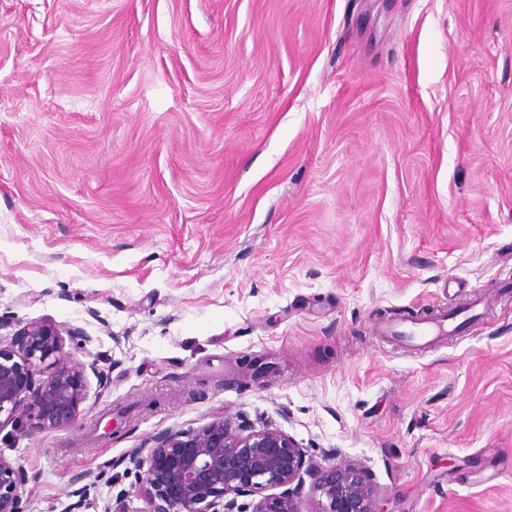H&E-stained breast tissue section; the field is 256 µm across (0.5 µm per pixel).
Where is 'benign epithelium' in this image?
Segmentation results:
<instances>
[{"label": "benign epithelium", "mask_w": 512, "mask_h": 512, "mask_svg": "<svg viewBox=\"0 0 512 512\" xmlns=\"http://www.w3.org/2000/svg\"><path fill=\"white\" fill-rule=\"evenodd\" d=\"M61 330L31 323L6 338L0 348V413L17 425L38 432L71 426L88 399L83 366L58 358L55 371L38 378L39 363L62 353ZM148 450L150 465L139 492L147 512H298L296 501L305 477L325 498L319 512H384L370 478L356 464L323 467L307 457L298 443L276 428L256 430L245 419L217 418L199 429H171L128 455L140 466ZM29 481L25 470L0 457V512H19L21 492ZM281 492L269 494L267 490ZM258 495L247 510L238 498Z\"/></svg>", "instance_id": "1"}]
</instances>
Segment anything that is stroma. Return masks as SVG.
<instances>
[{"instance_id": "1", "label": "stroma", "mask_w": 512, "mask_h": 512, "mask_svg": "<svg viewBox=\"0 0 512 512\" xmlns=\"http://www.w3.org/2000/svg\"><path fill=\"white\" fill-rule=\"evenodd\" d=\"M507 282L512 0H0V314L89 383L0 427L20 512H143L127 452L241 414L389 512H512ZM476 306L477 304H471L461 313H472L470 318L476 317L479 315L477 313H473ZM461 313L448 314L446 312H437L426 320L419 321L405 319L387 321L377 328L381 334L389 336L400 344L425 346L435 340L433 335H439L442 332H447L445 323L448 321L455 323L456 318Z\"/></svg>"}]
</instances>
